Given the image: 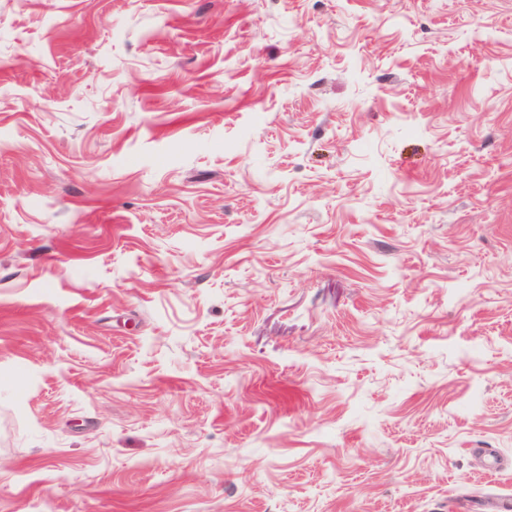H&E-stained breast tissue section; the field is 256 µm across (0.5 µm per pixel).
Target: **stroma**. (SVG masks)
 Listing matches in <instances>:
<instances>
[{
	"instance_id": "1",
	"label": "stroma",
	"mask_w": 512,
	"mask_h": 512,
	"mask_svg": "<svg viewBox=\"0 0 512 512\" xmlns=\"http://www.w3.org/2000/svg\"><path fill=\"white\" fill-rule=\"evenodd\" d=\"M512 0H0V512H499Z\"/></svg>"
}]
</instances>
